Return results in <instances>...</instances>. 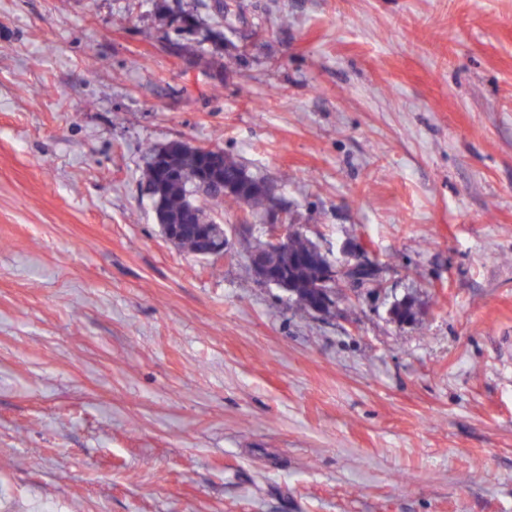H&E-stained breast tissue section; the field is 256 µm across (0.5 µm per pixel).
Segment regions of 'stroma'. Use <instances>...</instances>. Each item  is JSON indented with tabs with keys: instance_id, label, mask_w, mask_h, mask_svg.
Segmentation results:
<instances>
[{
	"instance_id": "35a3bbf8",
	"label": "stroma",
	"mask_w": 512,
	"mask_h": 512,
	"mask_svg": "<svg viewBox=\"0 0 512 512\" xmlns=\"http://www.w3.org/2000/svg\"><path fill=\"white\" fill-rule=\"evenodd\" d=\"M157 2L0 0V512H512V0H239L218 97ZM179 138L378 285L167 242ZM309 262L318 267L319 293L314 302L312 312L323 315L329 313L336 306V280L339 276H345L353 285L362 286L373 281L376 270V263L364 252L355 255L353 264L344 265V268H337L335 262L329 258L318 244L310 255ZM250 266L252 267L253 273L258 281L265 285L275 286L281 289L288 288V282L281 276H278L271 272L269 267L265 264L263 258L260 255H254L249 258Z\"/></svg>"
}]
</instances>
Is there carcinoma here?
Instances as JSON below:
<instances>
[{
	"mask_svg": "<svg viewBox=\"0 0 512 512\" xmlns=\"http://www.w3.org/2000/svg\"><path fill=\"white\" fill-rule=\"evenodd\" d=\"M209 8L216 15L214 36L222 41L224 22L236 15L238 4L236 0H214ZM239 62L240 56L222 53L211 61V68L218 76L213 84L214 91L224 86V76L234 73ZM212 166L220 180L205 183L196 174L189 144L172 140L147 148L143 182L152 206L159 207L160 230L170 224H208L221 237L226 228L224 210L236 207L249 213L269 211L271 198L266 191L267 180L249 173L236 157L224 151L213 154ZM171 243L195 256L200 253L201 244L192 231L174 237ZM313 245V240L298 233L284 251L269 255L293 284L289 300L307 313L315 294V277L311 270L297 264L296 258L310 251Z\"/></svg>",
	"mask_w": 512,
	"mask_h": 512,
	"instance_id": "obj_1",
	"label": "carcinoma"
}]
</instances>
